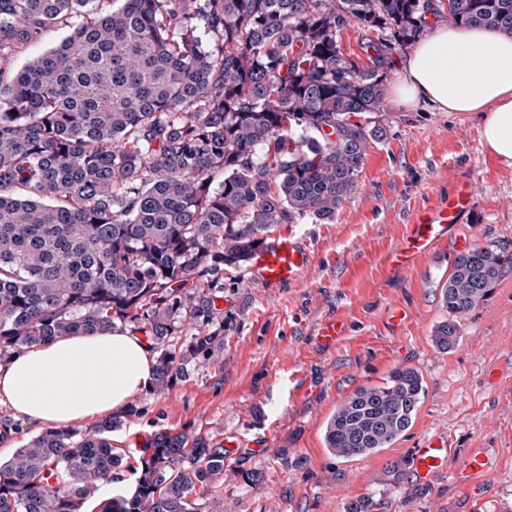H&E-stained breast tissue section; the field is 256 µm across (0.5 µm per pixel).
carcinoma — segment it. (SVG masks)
<instances>
[{
  "label": "carcinoma",
  "mask_w": 512,
  "mask_h": 512,
  "mask_svg": "<svg viewBox=\"0 0 512 512\" xmlns=\"http://www.w3.org/2000/svg\"><path fill=\"white\" fill-rule=\"evenodd\" d=\"M95 2L0 0V363L130 323L156 350L157 395L224 349L211 293L224 267L280 224L335 218L379 133L355 116L384 111L392 54L427 16L512 35V0H121L106 14ZM351 24L377 32L366 64L340 48ZM503 264L479 246L455 258L439 349L459 343ZM424 392L418 370L395 367L336 407L325 448L349 460L391 447ZM131 416L48 428L0 461V512H81L122 466L111 435ZM226 470L209 435L159 429L132 492L101 512H198L192 496ZM70 31V28H60L45 33V35L39 43L31 46L29 49H27L25 52H23L13 60V68L20 69L30 55L44 52L50 47L57 45L63 38H65L70 33Z\"/></svg>",
  "instance_id": "1"
}]
</instances>
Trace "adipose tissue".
<instances>
[{"mask_svg": "<svg viewBox=\"0 0 512 512\" xmlns=\"http://www.w3.org/2000/svg\"><path fill=\"white\" fill-rule=\"evenodd\" d=\"M390 94L406 106L483 113V143L512 160V35L440 28L416 45ZM154 364L149 346L124 329L60 336L0 365V405L44 426L79 425L123 410Z\"/></svg>", "mask_w": 512, "mask_h": 512, "instance_id": "1", "label": "adipose tissue"}]
</instances>
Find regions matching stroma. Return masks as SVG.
Returning <instances> with one entry per match:
<instances>
[{
  "mask_svg": "<svg viewBox=\"0 0 512 512\" xmlns=\"http://www.w3.org/2000/svg\"><path fill=\"white\" fill-rule=\"evenodd\" d=\"M360 120L381 135L335 220L291 227L313 251L307 273L270 290L251 283L247 268H225L214 290L224 311L223 351L189 368L168 394L146 389L132 397L130 423L112 434L123 465L87 512L133 490L143 444L163 428L202 432L218 444L228 432L240 440L233 472L202 490L198 512H349L367 497L388 499L390 512H512V264L463 320L454 350L432 341L434 326L448 317L441 292L462 247L512 254V161L484 147L478 112L390 101ZM456 177L469 179L478 198L459 227L462 242L413 268L391 269L387 258L414 212L447 198ZM396 306L407 313L399 329L390 321ZM336 314L349 330L322 348L317 325ZM399 365L424 377L412 428L371 456L328 454L322 427L337 405L360 387L382 384ZM438 431L449 439V467L421 489L410 479L412 450ZM476 448L490 469L466 489L454 468Z\"/></svg>",
  "mask_w": 512,
  "mask_h": 512,
  "instance_id": "35a3bbf8",
  "label": "stroma"
}]
</instances>
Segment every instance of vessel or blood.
<instances>
[{"mask_svg":"<svg viewBox=\"0 0 512 512\" xmlns=\"http://www.w3.org/2000/svg\"><path fill=\"white\" fill-rule=\"evenodd\" d=\"M476 195L469 180L456 179L447 198L438 206L416 213L409 232L396 246L391 265L396 269H407L419 258L432 253L457 229L461 217L474 210ZM312 263L310 249L295 234L282 232L266 241L254 252L249 261L250 279L266 288H281L298 282ZM347 332L342 317L324 320L317 338L325 347H332ZM448 457V438L437 434L426 438L412 452L411 473L414 482L429 487L445 472ZM488 469L484 453L472 451L457 470L461 481L469 482L483 476Z\"/></svg>","mask_w":512,"mask_h":512,"instance_id":"1","label":"vessel or blood"}]
</instances>
